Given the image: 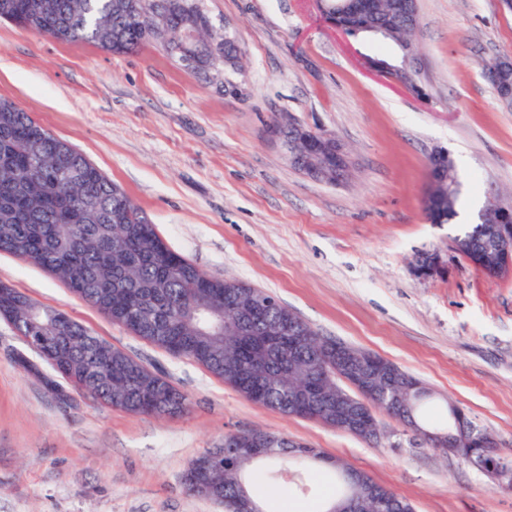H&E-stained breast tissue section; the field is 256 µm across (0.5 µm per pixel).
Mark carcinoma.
I'll list each match as a JSON object with an SVG mask.
<instances>
[{
  "label": "carcinoma",
  "instance_id": "cac0c4a2",
  "mask_svg": "<svg viewBox=\"0 0 512 512\" xmlns=\"http://www.w3.org/2000/svg\"><path fill=\"white\" fill-rule=\"evenodd\" d=\"M398 0H348L336 22L353 35L380 36L403 46L411 40ZM0 20L60 42H91L123 53L147 43L160 47L180 38L184 22L204 26L209 15L191 0H0ZM237 53L235 42L221 32L206 34L192 59L196 74L216 84L224 56ZM0 253L23 255L37 266L56 264V277L80 298L102 300L111 321L157 349L176 351L247 400L290 416L288 393L304 396L306 419L332 428L336 423V377H315L311 363L315 343L299 342L288 352V337H271L288 326L294 312L272 294L236 279L205 273L158 235L146 214L117 184L32 116L8 100H0ZM459 191L438 204L433 220L448 224L456 216ZM22 305L43 318V335L81 375L78 389L95 400L112 399V407L132 414L178 417L191 405L170 380L141 365L139 379L127 374L140 361L114 348L112 357L94 363L89 355L100 342L87 328L72 323L63 334L51 323L56 310L17 293ZM259 298L275 304L264 319L237 327L231 335L202 323L195 307L224 322V302L248 305ZM474 444L503 468L512 470V448L491 447V433L475 425ZM275 454L302 458L288 438L267 433ZM243 455L222 454L215 461L213 482L232 506L247 490L251 467ZM389 506L363 499L361 512H412L411 504L388 491Z\"/></svg>",
  "mask_w": 512,
  "mask_h": 512
}]
</instances>
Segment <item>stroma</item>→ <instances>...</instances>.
Segmentation results:
<instances>
[{
  "label": "stroma",
  "instance_id": "1",
  "mask_svg": "<svg viewBox=\"0 0 512 512\" xmlns=\"http://www.w3.org/2000/svg\"><path fill=\"white\" fill-rule=\"evenodd\" d=\"M243 53L227 95L151 44L122 54L0 23V98L18 104L118 184L165 242L203 271L275 294L320 333L377 354L433 393L430 430L454 404L512 448V276L454 249L461 221L423 211L432 152L448 151L459 207L512 204V110L483 76L512 57L500 0H417L423 94L371 72L388 41L330 30L313 0H203ZM336 137L350 160L332 186L293 168L277 126ZM428 254L440 267L417 266ZM0 282L66 313L165 375L192 407L131 415L48 391L0 321V512H224L182 476L229 432L272 431L347 463L414 512H512V492L378 413V442L242 398L198 364L113 324L43 269L0 253Z\"/></svg>",
  "mask_w": 512,
  "mask_h": 512
}]
</instances>
